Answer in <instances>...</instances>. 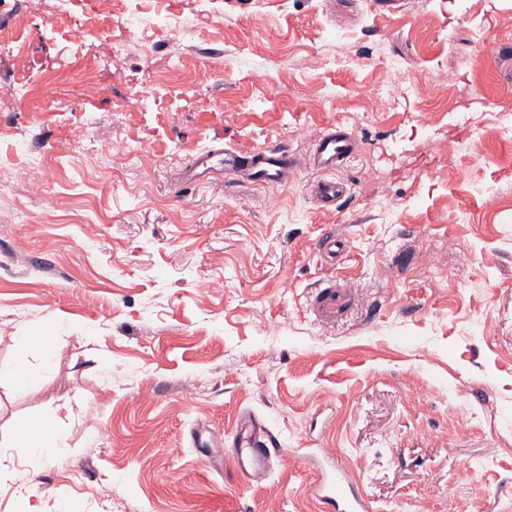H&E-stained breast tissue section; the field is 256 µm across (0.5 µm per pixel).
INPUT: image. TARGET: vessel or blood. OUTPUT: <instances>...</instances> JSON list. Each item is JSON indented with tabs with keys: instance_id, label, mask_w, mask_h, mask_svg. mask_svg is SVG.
Returning a JSON list of instances; mask_svg holds the SVG:
<instances>
[{
	"instance_id": "b4317fda",
	"label": "vessel or blood",
	"mask_w": 512,
	"mask_h": 512,
	"mask_svg": "<svg viewBox=\"0 0 512 512\" xmlns=\"http://www.w3.org/2000/svg\"><path fill=\"white\" fill-rule=\"evenodd\" d=\"M357 148L352 132L340 125L330 126L315 140L307 165L319 174L310 195L321 209H335L344 197L346 187L336 180L335 173L354 157ZM297 166L295 156L284 147L264 148L243 156L232 149L213 146L192 158L184 170V179L203 184L222 175L254 184L285 185ZM309 306L317 320L333 322L348 313L351 295L335 282H325L314 289ZM270 442L271 433L266 425L253 412L242 411L230 455L245 482H258L268 476L272 460ZM294 456L313 472L310 493L321 502L324 512H369L366 499L340 455L323 448H298Z\"/></svg>"
}]
</instances>
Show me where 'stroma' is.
Instances as JSON below:
<instances>
[{"label": "stroma", "mask_w": 512, "mask_h": 512, "mask_svg": "<svg viewBox=\"0 0 512 512\" xmlns=\"http://www.w3.org/2000/svg\"><path fill=\"white\" fill-rule=\"evenodd\" d=\"M48 2L0 0V25L27 20L13 71L27 93L0 101V126L57 169L0 190V442L18 418L82 409L65 455L0 473V512H100L103 496L112 512H320L299 461L247 484L193 447L197 428L231 440L246 409L282 448L336 449L370 512H512V142L498 135L512 57L481 58L470 37L512 43V0H216L209 16L140 0L105 41L51 21ZM160 11L185 34L149 58ZM436 64L455 86L433 87ZM147 69L164 111L113 115ZM300 124L358 141L334 210L304 167L275 187L183 179L193 148L305 157ZM130 130L155 165L77 148ZM19 209L26 223H8ZM327 231L347 245L333 265ZM328 278L353 306L320 322L309 298ZM57 324L54 367L16 388L13 334Z\"/></svg>", "instance_id": "stroma-1"}]
</instances>
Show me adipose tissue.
<instances>
[{"mask_svg":"<svg viewBox=\"0 0 512 512\" xmlns=\"http://www.w3.org/2000/svg\"><path fill=\"white\" fill-rule=\"evenodd\" d=\"M11 341L14 347L12 375L16 383H25L53 366L55 337L35 336L22 331L12 336ZM75 415L74 405L66 401L47 416L19 419L7 445L42 458L57 456L68 446L66 422Z\"/></svg>","mask_w":512,"mask_h":512,"instance_id":"1","label":"adipose tissue"}]
</instances>
